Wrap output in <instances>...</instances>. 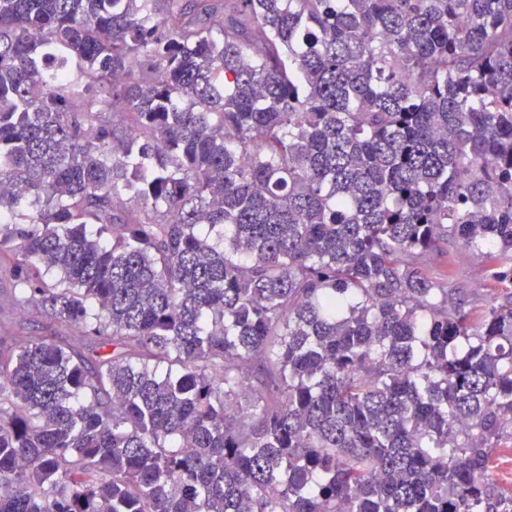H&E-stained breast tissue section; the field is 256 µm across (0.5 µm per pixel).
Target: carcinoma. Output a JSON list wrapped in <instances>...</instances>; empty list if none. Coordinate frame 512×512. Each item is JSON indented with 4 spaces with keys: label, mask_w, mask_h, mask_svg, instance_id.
Instances as JSON below:
<instances>
[{
    "label": "carcinoma",
    "mask_w": 512,
    "mask_h": 512,
    "mask_svg": "<svg viewBox=\"0 0 512 512\" xmlns=\"http://www.w3.org/2000/svg\"><path fill=\"white\" fill-rule=\"evenodd\" d=\"M512 0H0V512H504ZM457 242L448 241L426 258L427 272L437 278L448 277L463 295L470 307L479 310L489 299L494 285L487 278L485 265ZM12 283L5 275L0 276V338L10 342L17 336H53L57 330L50 320L42 316L21 314L13 311L5 302L10 294ZM511 466H512V436L508 429L499 441L498 448L493 453L489 467L496 477L497 485L501 491L510 493L511 484Z\"/></svg>",
    "instance_id": "obj_1"
}]
</instances>
